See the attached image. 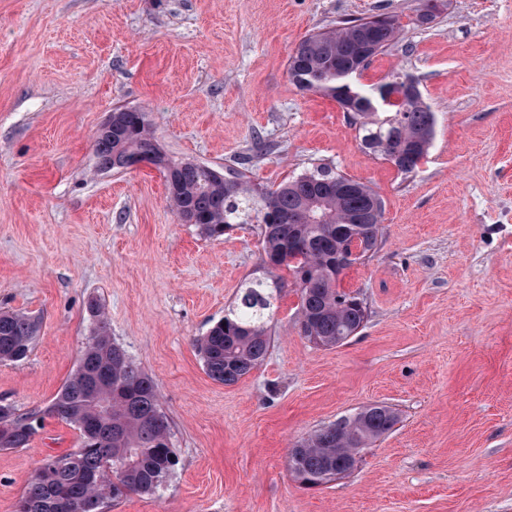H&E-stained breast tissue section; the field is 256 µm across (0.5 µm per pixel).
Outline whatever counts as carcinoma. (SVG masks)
Returning <instances> with one entry per match:
<instances>
[{
	"label": "carcinoma",
	"instance_id": "1",
	"mask_svg": "<svg viewBox=\"0 0 512 512\" xmlns=\"http://www.w3.org/2000/svg\"><path fill=\"white\" fill-rule=\"evenodd\" d=\"M396 35L397 28L381 16L343 21L303 37L288 58V73L300 89L336 100L359 124L361 145L408 174L429 154L435 139L436 116L423 95L401 105L385 103V86L402 72L367 87H348L342 77L357 62L370 64ZM155 142L146 113L116 108L112 131L95 137L98 167L126 170L143 160L155 166L166 179L177 217L211 238L223 236L233 224L260 225L268 268H287L297 286L301 335L331 348L360 332L367 313L355 294L339 289V281L345 270L366 260L348 250L353 238L376 247L383 215L376 192L322 169L275 188L253 186L243 172L220 174L204 164L176 161L159 146L152 156L141 157ZM278 292L271 275L246 282L224 319L196 340L212 380L235 384L265 361ZM89 308L95 326L77 368L50 406L21 412L0 403L1 450L27 447L45 414L80 433L79 448L45 459L36 470L19 499L24 512H108L130 493H158L177 465L154 379L112 340L102 306L93 301ZM36 331L29 316L0 311V363L25 360ZM397 421L388 406L369 405L299 441L288 468L301 484L320 486L326 474L348 470L354 456Z\"/></svg>",
	"mask_w": 512,
	"mask_h": 512
}]
</instances>
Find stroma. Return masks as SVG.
Wrapping results in <instances>:
<instances>
[{
  "label": "stroma",
  "mask_w": 512,
  "mask_h": 512,
  "mask_svg": "<svg viewBox=\"0 0 512 512\" xmlns=\"http://www.w3.org/2000/svg\"><path fill=\"white\" fill-rule=\"evenodd\" d=\"M0 0V311L38 321L0 364V400L46 408L77 367L90 300L155 380L179 458L156 495L110 512H512V0ZM398 15L362 82H420L436 138L404 175L362 147L331 97L287 63L308 33ZM136 108L172 158L276 185L322 166L382 199L372 258L341 289L367 320L342 346L299 333L287 269L264 363L212 380L195 346L263 276L260 229L218 239L177 218L163 174L96 166L99 126ZM370 404L398 414L351 475L308 488L300 439ZM79 432L45 416L0 450V512Z\"/></svg>",
  "instance_id": "35a3bbf8"
}]
</instances>
